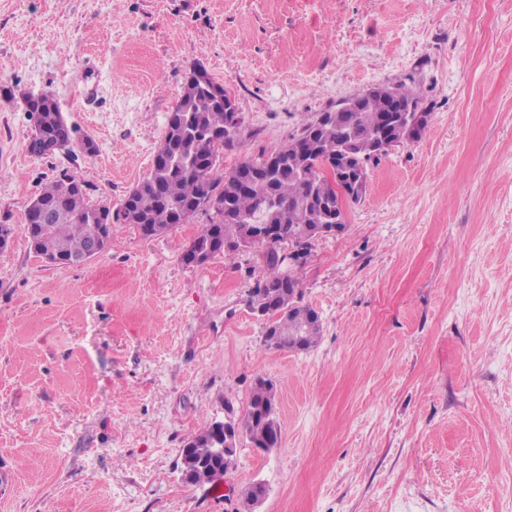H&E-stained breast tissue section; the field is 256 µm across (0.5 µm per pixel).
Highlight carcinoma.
Segmentation results:
<instances>
[{"mask_svg": "<svg viewBox=\"0 0 512 512\" xmlns=\"http://www.w3.org/2000/svg\"><path fill=\"white\" fill-rule=\"evenodd\" d=\"M396 95L413 111L427 113L420 93L403 85L395 86ZM228 91L208 75L183 91L167 119L166 130L148 175L124 198L120 209L112 212L107 205L90 203L83 181L65 173L46 185L33 199L25 213L23 231L30 240L41 238L38 245L65 257H77L87 248L97 229L112 223V218L136 220L143 226V236L155 237L178 224H185L199 213L210 215L192 240L200 251L231 255L240 250L257 251L265 272L249 292L251 310L283 308L274 332L278 341H265L269 348L296 349L295 333L305 317L314 314L300 304L302 289L297 275L286 270L279 259L288 246V258L298 266L311 250L306 228L321 223V216L336 212L344 205L337 193L324 186L323 169L336 161L340 141L348 132L355 134L356 161L345 174L344 184L363 186L367 182V164L376 157L372 134L384 114L390 112L391 99L381 92L362 94L356 106L335 112L333 120L307 121L301 132L272 153L278 158L273 169L266 168L262 155L246 161L229 172L220 169L224 149L233 146L230 121L224 106ZM27 112L42 126V137L29 141V149L38 156H51L77 145L74 130L55 119L59 107L53 94L35 98L23 93ZM258 224H274L277 238L263 242L254 238ZM277 388L259 377L252 387L246 408L237 424L241 437L251 444L279 446L281 427L277 412ZM204 427L188 443L198 458L210 455Z\"/></svg>", "mask_w": 512, "mask_h": 512, "instance_id": "carcinoma-1", "label": "carcinoma"}]
</instances>
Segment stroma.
I'll return each mask as SVG.
<instances>
[{
    "label": "stroma",
    "instance_id": "stroma-1",
    "mask_svg": "<svg viewBox=\"0 0 512 512\" xmlns=\"http://www.w3.org/2000/svg\"><path fill=\"white\" fill-rule=\"evenodd\" d=\"M102 107L82 111L87 59ZM242 118L222 167L278 150L377 85L419 91L417 140L371 163L344 232L297 268L313 348L267 347L258 253L188 265L209 217L54 266L21 230L71 172L120 208L193 65ZM53 93L94 154L28 150L15 89ZM0 512H512V0H0ZM282 437L188 484L181 450L242 416L256 377Z\"/></svg>",
    "mask_w": 512,
    "mask_h": 512
}]
</instances>
